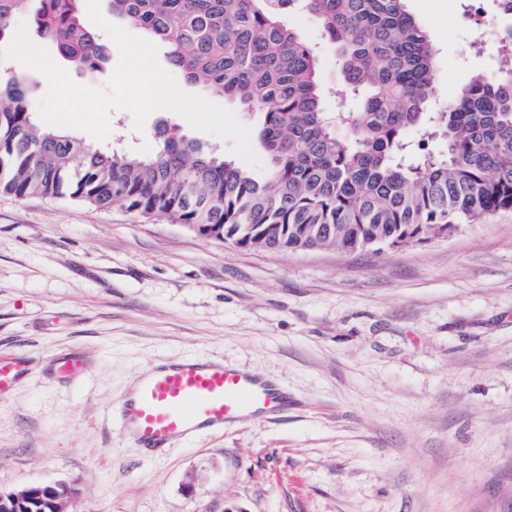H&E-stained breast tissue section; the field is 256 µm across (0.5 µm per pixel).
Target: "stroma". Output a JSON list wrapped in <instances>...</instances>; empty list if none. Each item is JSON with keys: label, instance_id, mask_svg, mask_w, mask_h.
Wrapping results in <instances>:
<instances>
[{"label": "stroma", "instance_id": "35a3bbf8", "mask_svg": "<svg viewBox=\"0 0 512 512\" xmlns=\"http://www.w3.org/2000/svg\"><path fill=\"white\" fill-rule=\"evenodd\" d=\"M449 101L494 78L463 23L474 0H407ZM324 82L344 84L307 14ZM230 153L170 111L143 131L110 112V144L147 156L160 121ZM83 361L71 377L56 358ZM0 354L26 360L0 398V490L69 483L68 512H512V210L381 252H268L166 218L0 193ZM209 357L288 391L153 460L115 409L148 368Z\"/></svg>", "mask_w": 512, "mask_h": 512}]
</instances>
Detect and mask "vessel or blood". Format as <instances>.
<instances>
[{
  "instance_id": "1",
  "label": "vessel or blood",
  "mask_w": 512,
  "mask_h": 512,
  "mask_svg": "<svg viewBox=\"0 0 512 512\" xmlns=\"http://www.w3.org/2000/svg\"><path fill=\"white\" fill-rule=\"evenodd\" d=\"M24 372L21 360L0 357V396L12 393ZM284 405L282 388L221 361L186 357L141 376L120 400L119 424L154 453L249 416L279 414Z\"/></svg>"
}]
</instances>
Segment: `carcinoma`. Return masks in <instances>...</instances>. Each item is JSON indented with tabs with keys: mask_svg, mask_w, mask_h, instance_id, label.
<instances>
[{
	"mask_svg": "<svg viewBox=\"0 0 512 512\" xmlns=\"http://www.w3.org/2000/svg\"><path fill=\"white\" fill-rule=\"evenodd\" d=\"M106 2L164 45L188 83L260 114L266 178L165 121L150 156L90 147L40 124L29 110L40 82L5 69L0 192L162 215L266 251L379 252L512 210V63L439 101L437 53L406 0ZM299 3L336 49L358 111L326 110L317 52L285 22ZM25 12L63 63L99 70L110 55L85 27L80 0H0V50Z\"/></svg>",
	"mask_w": 512,
	"mask_h": 512,
	"instance_id": "carcinoma-1",
	"label": "carcinoma"
}]
</instances>
